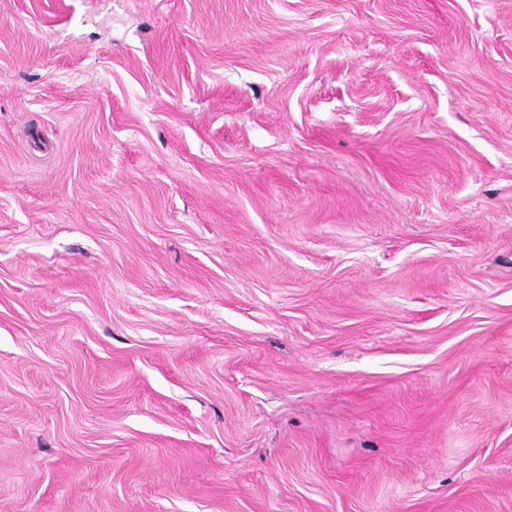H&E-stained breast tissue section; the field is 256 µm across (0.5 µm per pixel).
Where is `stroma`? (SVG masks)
<instances>
[{"label":"stroma","instance_id":"obj_1","mask_svg":"<svg viewBox=\"0 0 512 512\" xmlns=\"http://www.w3.org/2000/svg\"><path fill=\"white\" fill-rule=\"evenodd\" d=\"M0 512H512V0H0Z\"/></svg>","mask_w":512,"mask_h":512}]
</instances>
